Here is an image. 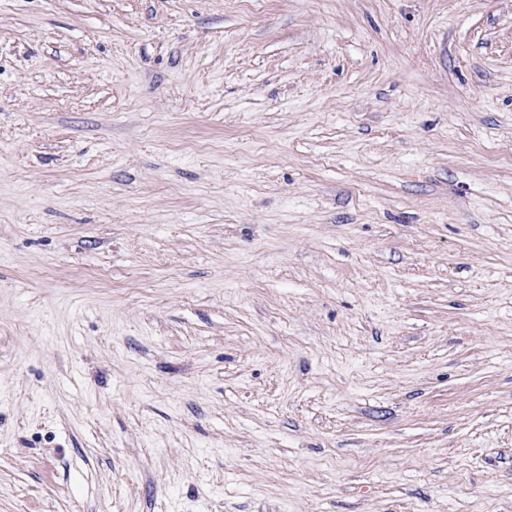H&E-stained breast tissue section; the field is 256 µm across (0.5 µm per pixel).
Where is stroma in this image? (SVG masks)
<instances>
[{"instance_id": "obj_1", "label": "stroma", "mask_w": 512, "mask_h": 512, "mask_svg": "<svg viewBox=\"0 0 512 512\" xmlns=\"http://www.w3.org/2000/svg\"><path fill=\"white\" fill-rule=\"evenodd\" d=\"M0 512H512V0H0Z\"/></svg>"}]
</instances>
